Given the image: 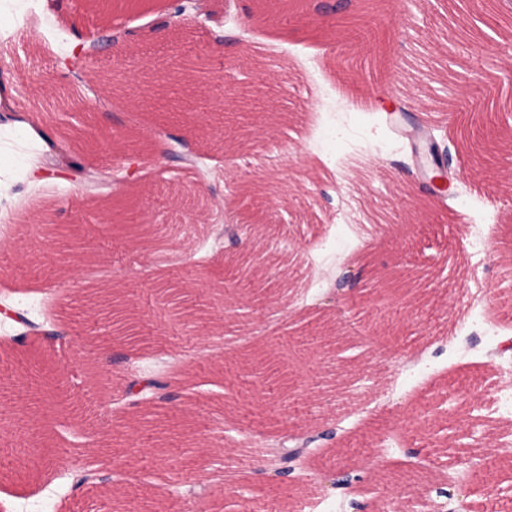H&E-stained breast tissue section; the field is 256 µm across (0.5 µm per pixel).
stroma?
I'll use <instances>...</instances> for the list:
<instances>
[{"instance_id": "35a3bbf8", "label": "stroma", "mask_w": 512, "mask_h": 512, "mask_svg": "<svg viewBox=\"0 0 512 512\" xmlns=\"http://www.w3.org/2000/svg\"><path fill=\"white\" fill-rule=\"evenodd\" d=\"M224 26L183 21L157 27L172 0H143L113 11L97 0H0V85L29 121L0 123V203L13 212L0 241V304L66 335L50 339L25 323L0 321V512H233L248 489L267 512H352L320 483L330 461L357 477L356 499L375 512L382 496L414 488L422 512L466 503V512H512V417L499 414L500 386L512 385V0L488 14L479 0H374L360 27L276 0H207ZM133 32L126 54L102 47L69 70L62 59L80 43ZM175 52L205 57L210 85L193 89L166 70ZM164 86L161 96L110 97L111 68ZM346 76L369 87L373 104L342 98ZM66 90L89 111L53 108ZM407 109L399 132L385 118ZM69 138L85 168L119 166L129 151L146 160L129 185L154 225L190 217L194 237L174 236L180 258L157 265L148 243L123 238L99 217L111 186L86 191L73 170L39 162L30 128ZM419 126L452 139L447 192H436L404 130ZM189 144L195 166L160 158L161 145ZM368 173L339 165L349 153ZM486 242V255L471 246ZM251 250L287 276L267 284L228 282L242 303L214 292L224 255ZM423 272L426 301H372L375 272L395 265ZM109 270L126 293L150 349L112 365L97 359L100 319L81 306ZM355 273L336 304L327 298ZM195 283L209 333L234 337L222 353L196 358L199 337L157 295L159 281ZM329 317L341 340L307 345L290 387L260 377L257 352L280 354L282 337ZM367 324L363 351L351 319ZM164 377L176 398L166 428L131 408L135 379ZM334 430L332 439L319 432ZM316 436L301 471L256 478L266 451L284 435ZM207 448L186 468L185 442ZM105 483L74 487L71 469Z\"/></svg>"}]
</instances>
